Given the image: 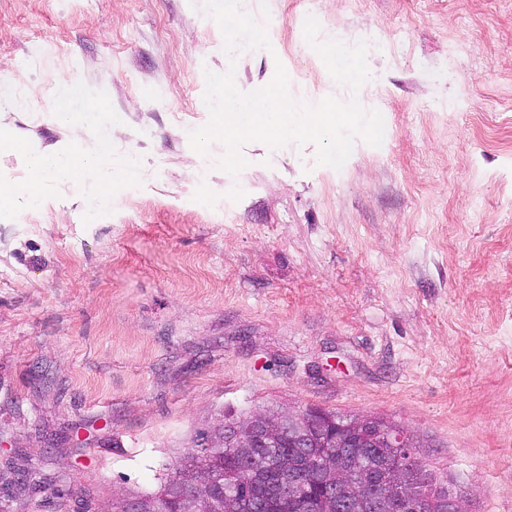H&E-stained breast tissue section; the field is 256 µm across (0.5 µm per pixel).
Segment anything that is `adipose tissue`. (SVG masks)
<instances>
[{
  "mask_svg": "<svg viewBox=\"0 0 512 512\" xmlns=\"http://www.w3.org/2000/svg\"><path fill=\"white\" fill-rule=\"evenodd\" d=\"M109 146L100 143L94 154H77L72 150H64L56 153H44L33 147L22 144L16 137L9 134H0V153L21 152L26 161V173L32 176L25 196L28 202L40 201L45 190L56 175H69L91 166L95 159L107 154Z\"/></svg>",
  "mask_w": 512,
  "mask_h": 512,
  "instance_id": "1",
  "label": "adipose tissue"
}]
</instances>
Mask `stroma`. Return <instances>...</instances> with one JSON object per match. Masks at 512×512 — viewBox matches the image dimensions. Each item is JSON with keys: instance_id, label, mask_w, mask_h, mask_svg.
<instances>
[{"instance_id": "obj_1", "label": "stroma", "mask_w": 512, "mask_h": 512, "mask_svg": "<svg viewBox=\"0 0 512 512\" xmlns=\"http://www.w3.org/2000/svg\"><path fill=\"white\" fill-rule=\"evenodd\" d=\"M202 6L0 0V131L68 145L62 77L77 151L110 144L0 219V512L153 494L224 410L280 402L417 431L474 512H512V0H243L275 51L232 57ZM310 14L368 41L381 146L337 170L252 142L235 176L193 151L208 69L350 100ZM59 85L64 89V95L61 96L57 103V111L55 116L65 123L71 130V136L74 142H80L85 134L84 125L76 120L71 112H66L70 97L74 94L75 89L71 87L64 79L58 80Z\"/></svg>"}]
</instances>
